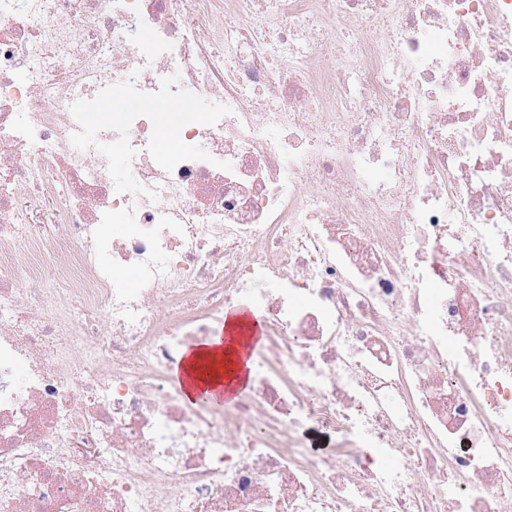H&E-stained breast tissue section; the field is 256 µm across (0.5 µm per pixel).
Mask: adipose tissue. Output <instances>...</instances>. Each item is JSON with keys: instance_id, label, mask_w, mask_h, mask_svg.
<instances>
[{"instance_id": "ef3b65f1", "label": "adipose tissue", "mask_w": 512, "mask_h": 512, "mask_svg": "<svg viewBox=\"0 0 512 512\" xmlns=\"http://www.w3.org/2000/svg\"><path fill=\"white\" fill-rule=\"evenodd\" d=\"M263 341L260 316H247L237 307L226 309L222 332L185 351L184 400L194 401L199 390L226 403L236 400L250 386L255 353Z\"/></svg>"}]
</instances>
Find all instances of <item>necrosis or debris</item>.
I'll return each mask as SVG.
<instances>
[{
    "instance_id": "1",
    "label": "necrosis or debris",
    "mask_w": 512,
    "mask_h": 512,
    "mask_svg": "<svg viewBox=\"0 0 512 512\" xmlns=\"http://www.w3.org/2000/svg\"><path fill=\"white\" fill-rule=\"evenodd\" d=\"M0 512H512V0H0ZM252 314L253 318L247 316L239 306L226 309L224 327L185 350L181 364L185 374V401L195 402V392L202 390L227 403L248 390L254 374L256 350L266 343L263 321L257 313Z\"/></svg>"
}]
</instances>
